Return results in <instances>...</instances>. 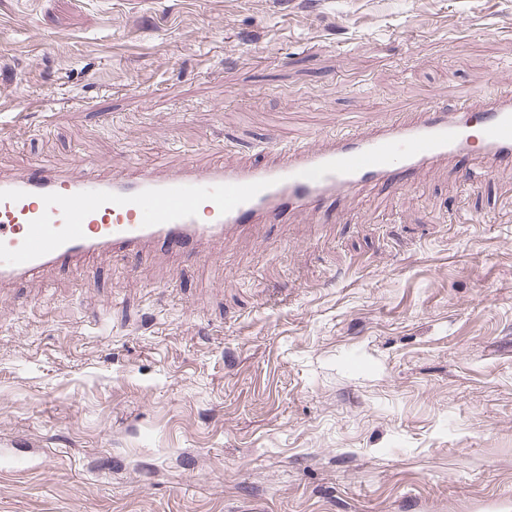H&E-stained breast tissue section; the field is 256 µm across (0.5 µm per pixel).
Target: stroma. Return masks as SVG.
<instances>
[{"mask_svg": "<svg viewBox=\"0 0 512 512\" xmlns=\"http://www.w3.org/2000/svg\"><path fill=\"white\" fill-rule=\"evenodd\" d=\"M512 81V0H0V171L261 164ZM0 284V512H512V163Z\"/></svg>", "mask_w": 512, "mask_h": 512, "instance_id": "35a3bbf8", "label": "stroma"}]
</instances>
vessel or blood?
Masks as SVG:
<instances>
[{"label": "vessel or blood", "mask_w": 512, "mask_h": 512, "mask_svg": "<svg viewBox=\"0 0 512 512\" xmlns=\"http://www.w3.org/2000/svg\"><path fill=\"white\" fill-rule=\"evenodd\" d=\"M474 121L433 104L418 119L277 150L256 165L131 166L73 176L41 165L0 176V283L87 256L149 244L189 257L205 242L336 209L370 187L395 191L436 160L478 152L512 162V87L479 102Z\"/></svg>", "instance_id": "vessel-or-blood-1"}]
</instances>
